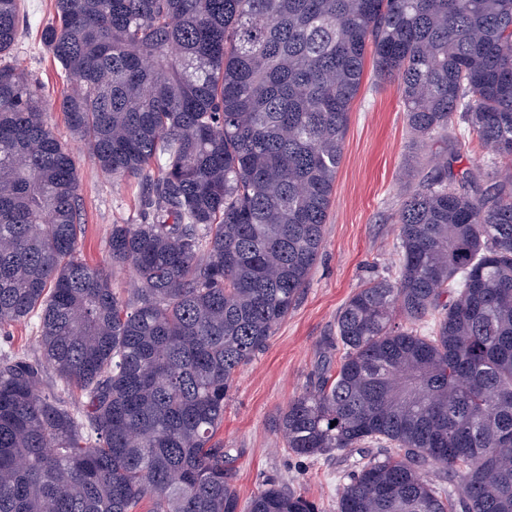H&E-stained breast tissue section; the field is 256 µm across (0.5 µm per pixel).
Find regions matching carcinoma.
<instances>
[{"label": "carcinoma", "instance_id": "1", "mask_svg": "<svg viewBox=\"0 0 512 512\" xmlns=\"http://www.w3.org/2000/svg\"><path fill=\"white\" fill-rule=\"evenodd\" d=\"M21 20L0 0V330L37 315L40 357L0 354V512H319L275 480L241 501L216 435L323 247L369 51L416 139L459 116L493 170L451 156L408 194L396 277L340 309L283 448L382 449L336 512H512V0H54L73 135L152 185L106 241L125 298L79 256L78 158L7 61Z\"/></svg>", "mask_w": 512, "mask_h": 512}]
</instances>
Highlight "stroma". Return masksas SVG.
Masks as SVG:
<instances>
[{
    "instance_id": "35a3bbf8",
    "label": "stroma",
    "mask_w": 512,
    "mask_h": 512,
    "mask_svg": "<svg viewBox=\"0 0 512 512\" xmlns=\"http://www.w3.org/2000/svg\"><path fill=\"white\" fill-rule=\"evenodd\" d=\"M54 16V0H23L22 33L16 63L45 85V120L63 141H71L60 108L71 85L41 44V31ZM80 155L78 185L82 234L79 254L90 265L108 263L106 239L112 225L137 224L143 217L146 184L141 179L103 176L86 148ZM458 154L456 169H487L491 154L465 123L447 138L422 144L411 135L396 82L378 77L365 64L351 108L343 156L324 231V244L296 305L280 324L263 354L244 366L230 393L219 437L233 467V483L248 500L268 479L305 490L320 512H334L349 459L337 455L305 460L282 448L279 418L288 403L313 379L322 358L338 360L327 344L347 299L374 278L392 276L398 247L396 214L413 174Z\"/></svg>"
}]
</instances>
